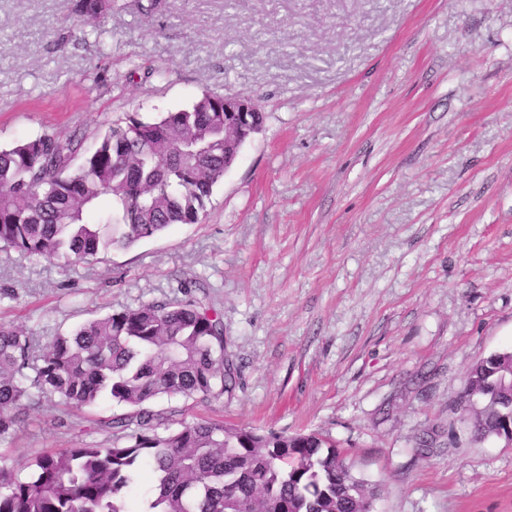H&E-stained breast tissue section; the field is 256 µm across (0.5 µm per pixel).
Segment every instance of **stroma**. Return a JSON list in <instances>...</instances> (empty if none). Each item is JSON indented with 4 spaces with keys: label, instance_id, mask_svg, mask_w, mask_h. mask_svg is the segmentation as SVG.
Listing matches in <instances>:
<instances>
[{
    "label": "stroma",
    "instance_id": "obj_1",
    "mask_svg": "<svg viewBox=\"0 0 512 512\" xmlns=\"http://www.w3.org/2000/svg\"><path fill=\"white\" fill-rule=\"evenodd\" d=\"M147 2L78 40L76 0H0V147L206 94L262 127L199 223L91 263L0 250V322L46 337L202 280L236 384L169 400L181 419L320 433L376 512H512V445L461 409L512 351V0ZM118 411L52 399L0 458L108 442Z\"/></svg>",
    "mask_w": 512,
    "mask_h": 512
}]
</instances>
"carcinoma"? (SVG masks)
<instances>
[{"label": "carcinoma", "mask_w": 512, "mask_h": 512, "mask_svg": "<svg viewBox=\"0 0 512 512\" xmlns=\"http://www.w3.org/2000/svg\"><path fill=\"white\" fill-rule=\"evenodd\" d=\"M107 0H78L89 21ZM224 97L205 95L157 121L138 114L88 148L76 134L44 133L0 148V249L90 262L173 224H196L224 179ZM180 296L125 307L57 333L35 350L32 332L0 323V443L29 411L57 396L70 409L107 397L124 412L104 422L109 444L46 452L21 477L0 465V512H374V492L316 433L288 435L174 420L163 398H220L235 368L222 314L200 280ZM471 435L512 442V352L479 360L465 400Z\"/></svg>", "instance_id": "obj_1"}]
</instances>
